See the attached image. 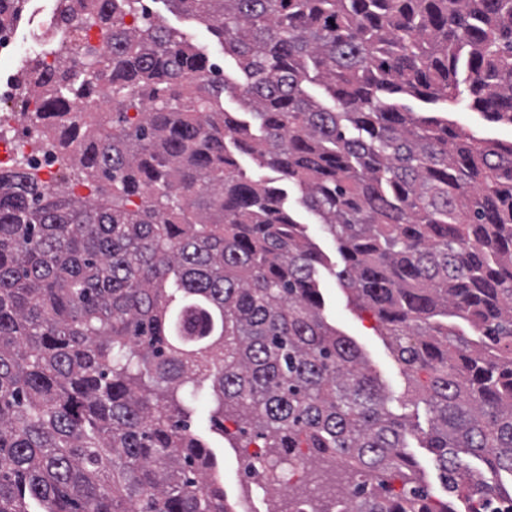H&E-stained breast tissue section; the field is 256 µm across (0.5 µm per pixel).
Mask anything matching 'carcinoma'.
Here are the masks:
<instances>
[{
	"instance_id": "1",
	"label": "carcinoma",
	"mask_w": 512,
	"mask_h": 512,
	"mask_svg": "<svg viewBox=\"0 0 512 512\" xmlns=\"http://www.w3.org/2000/svg\"><path fill=\"white\" fill-rule=\"evenodd\" d=\"M165 2L223 39L244 83L142 0L80 18L115 111L76 116L96 90L68 55L28 73L29 122L97 199L0 169V512H232L192 428L205 387L212 432L231 421L283 463L351 473L295 512H455L431 505L406 420L324 318L327 258L267 171L337 242L462 512H512V142L453 120L512 127V0ZM22 3L0 0V34ZM454 120L461 126L478 131L483 137L495 140L510 141L512 139V129L491 125L486 123L477 112L466 110L454 114Z\"/></svg>"
}]
</instances>
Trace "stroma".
I'll return each instance as SVG.
<instances>
[{
  "mask_svg": "<svg viewBox=\"0 0 512 512\" xmlns=\"http://www.w3.org/2000/svg\"><path fill=\"white\" fill-rule=\"evenodd\" d=\"M156 21L183 34L190 43L207 54L210 60L227 70H236L233 58L225 55L221 40L206 26L185 15L170 10L166 0H144ZM299 220L306 226L310 240L329 258L326 268L320 269L318 280L325 298L323 315L327 322L351 337L362 349L372 373L391 395L389 410L409 421L412 430L406 435L407 451L419 464L423 481L436 501L444 502L448 493L440 477L435 456L422 448L420 438L429 432L430 416L425 409L417 408L411 395V381L403 367L377 330V321L371 310L352 303L341 286L336 273L342 265L338 245L316 224L311 214L300 212ZM251 460L247 448H225L224 490L230 502L248 497L253 501L254 512H279L288 495L287 490H272L259 482L240 481L238 475Z\"/></svg>",
  "mask_w": 512,
  "mask_h": 512,
  "instance_id": "stroma-1",
  "label": "stroma"
}]
</instances>
